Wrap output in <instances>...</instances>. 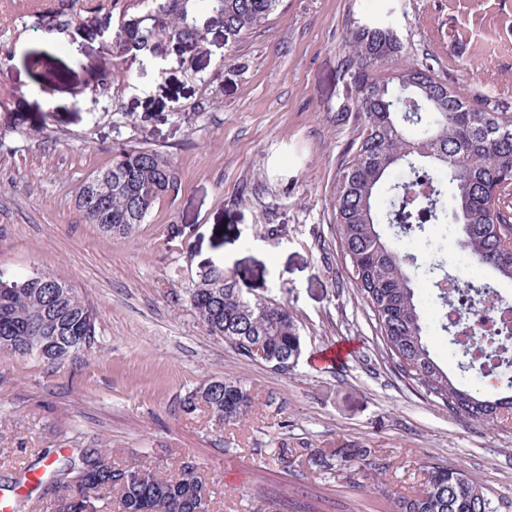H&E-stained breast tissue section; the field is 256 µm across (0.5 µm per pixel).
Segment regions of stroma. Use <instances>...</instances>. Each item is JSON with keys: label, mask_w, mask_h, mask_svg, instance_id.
Here are the masks:
<instances>
[{"label": "stroma", "mask_w": 512, "mask_h": 512, "mask_svg": "<svg viewBox=\"0 0 512 512\" xmlns=\"http://www.w3.org/2000/svg\"><path fill=\"white\" fill-rule=\"evenodd\" d=\"M73 0H0V274L65 282L95 312L90 350L62 364L0 351V502L46 512L58 486H26L48 464L106 450L116 466L173 476L193 458L210 512H391L360 490L358 461L315 472L307 449H375L397 494L420 492L434 466L461 469L512 512V420L490 427L427 398L387 356L375 321L336 250L331 194L358 134L343 67L350 32L390 27L465 92L512 113V0H283L237 47L202 12L198 51L117 59L114 33L132 29L137 0L74 21ZM38 57L39 68L28 65ZM114 82L101 93L106 62ZM130 146L173 164L178 192L126 237L104 233L75 205L83 181ZM443 247L462 270L452 224L406 240L419 262ZM233 274L250 297L288 305L302 353L280 376L210 335L186 290L201 267ZM435 360L463 388L494 393L460 371L462 353L439 325L432 280L415 276ZM349 342L342 364L318 362ZM236 379L254 407L225 424L182 399Z\"/></svg>", "instance_id": "1"}]
</instances>
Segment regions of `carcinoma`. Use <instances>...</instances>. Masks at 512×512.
<instances>
[{
    "label": "carcinoma",
    "mask_w": 512,
    "mask_h": 512,
    "mask_svg": "<svg viewBox=\"0 0 512 512\" xmlns=\"http://www.w3.org/2000/svg\"><path fill=\"white\" fill-rule=\"evenodd\" d=\"M143 9L131 36L116 34L119 55L161 54L169 47L186 53L199 48L203 33L196 14L207 10L224 25V43L233 48L261 28L282 0H141ZM359 133L350 144L333 190L337 244L347 272L373 314L386 351L399 370L429 399L456 414L495 426L512 419V379L500 389L508 395L472 393L451 379L431 354L416 288L406 272L413 265L433 278L445 259L427 264L404 251L403 239L423 238L436 224L453 221L472 265L488 268L512 283V251L502 239L512 232L503 209L512 212V195L498 192L512 182V114L498 112L471 97L435 69L409 58L396 33L383 26H361L350 33L344 61ZM97 202L81 209L84 218L113 236H127L145 222L155 203L180 189L174 167L150 147L124 148L105 168ZM388 194L380 205L381 193ZM395 229L388 240L383 226ZM191 306L212 336L224 339L240 356L262 362L281 375L301 355L294 316L274 299H252L236 277L215 265L204 266L188 289ZM96 316L68 285L33 273L0 280V350L38 354L57 364L91 346ZM202 401L218 419L230 423L253 407L250 390L236 380L211 382L183 399L188 409ZM371 473L361 489L392 499V512H497L490 498L454 466L427 471L426 488L414 496L393 494L385 467L372 450L353 445L333 452L312 450L313 471L339 470L353 461ZM55 484L68 489L49 512H107L111 498L119 512H209L197 463L181 462L177 476L165 478L135 465L113 466L97 448L79 463L50 470Z\"/></svg>",
    "instance_id": "1"
}]
</instances>
